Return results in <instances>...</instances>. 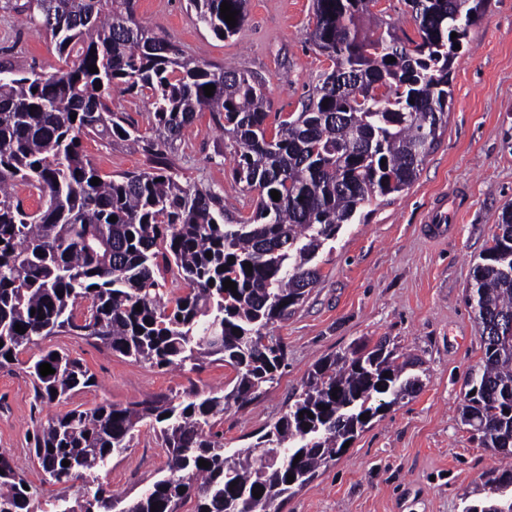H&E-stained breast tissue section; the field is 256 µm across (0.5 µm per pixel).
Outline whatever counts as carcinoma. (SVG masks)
<instances>
[{
	"label": "carcinoma",
	"mask_w": 512,
	"mask_h": 512,
	"mask_svg": "<svg viewBox=\"0 0 512 512\" xmlns=\"http://www.w3.org/2000/svg\"><path fill=\"white\" fill-rule=\"evenodd\" d=\"M224 1L237 12L233 27L220 16ZM373 2L314 0L308 40L331 70L270 136L265 80L186 55L138 20L137 0H0V10L24 12L64 57L50 74L25 75L0 62V368L30 353L35 397L47 401L92 386L78 361L40 346L66 333L158 368H194L216 357L236 373L225 395L196 394L177 406L138 401L73 409L40 425L30 447L47 479L67 488L82 484L74 503L60 498L58 512H151L155 502L157 512H177L192 497L194 512H281L369 420L422 389L420 376H405L421 361L381 338L316 365L287 412L248 448L226 455L218 430L225 412L255 399L285 366L286 349L269 328L287 320L318 283L316 259L325 245L358 210L417 179L448 125L454 44L468 37L487 4L407 0L419 34L408 45L395 24L372 14ZM188 4L217 37L235 35L245 19L246 0ZM210 84L208 97L203 87ZM114 88L147 99L148 127L112 110ZM206 111L229 139L236 180L256 193L249 216L226 215L221 194L182 184L165 163L183 129ZM84 135L137 148L155 166L105 179L83 153ZM94 177L99 184H90ZM22 187L40 198L41 209H25ZM162 267L187 288L169 305L156 278ZM227 279L236 292L223 287ZM467 300L484 356L467 376L462 420L507 459L512 206L473 268ZM17 324L25 333L15 331ZM43 363L55 373L42 376ZM147 419L167 448L168 475L119 509L122 499L98 470L131 447ZM201 459L210 466H198ZM25 483L0 455V512H35L40 489L26 490ZM508 485L511 466L486 474L482 489L493 497L464 512H499ZM257 486L264 488L259 498L252 493Z\"/></svg>",
	"instance_id": "1"
}]
</instances>
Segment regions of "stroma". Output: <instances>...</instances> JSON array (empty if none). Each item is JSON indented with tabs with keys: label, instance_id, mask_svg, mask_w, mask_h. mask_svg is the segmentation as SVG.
Listing matches in <instances>:
<instances>
[{
	"label": "stroma",
	"instance_id": "stroma-1",
	"mask_svg": "<svg viewBox=\"0 0 512 512\" xmlns=\"http://www.w3.org/2000/svg\"><path fill=\"white\" fill-rule=\"evenodd\" d=\"M138 19L181 45L192 58L257 72L266 80L269 132L300 111L319 74L331 63L309 44L312 0H247L238 33L221 39L198 25L187 0H139ZM52 72L61 67L56 46L39 28L0 11V61ZM448 126L415 182L363 209L343 225L318 257L321 278L307 300L273 336L286 346L287 364L273 384L220 425L227 453L249 447L292 403L314 364L356 343L387 338L422 360L423 389L387 408L359 432L335 462L320 469L283 512H463L478 503L484 473L502 457L474 439L461 422L467 371L483 355L479 325L467 304L472 269L488 246L504 206L512 204V0H488L483 17L463 41L452 68ZM82 149L103 175L149 169L140 150L94 136ZM170 161L181 182L208 186L225 210L250 215L254 195L233 176L224 134L209 113L182 132ZM461 195L465 210L431 238L426 219L443 198ZM44 346L77 358L93 386L39 403L25 365L0 369V454L43 489L42 512L80 486L44 483L27 436L47 417L102 404L230 391L232 368L207 359L196 370L137 363L93 341L56 335ZM166 455L149 424H139L132 448L111 457L99 476L130 498L162 476Z\"/></svg>",
	"mask_w": 512,
	"mask_h": 512
}]
</instances>
